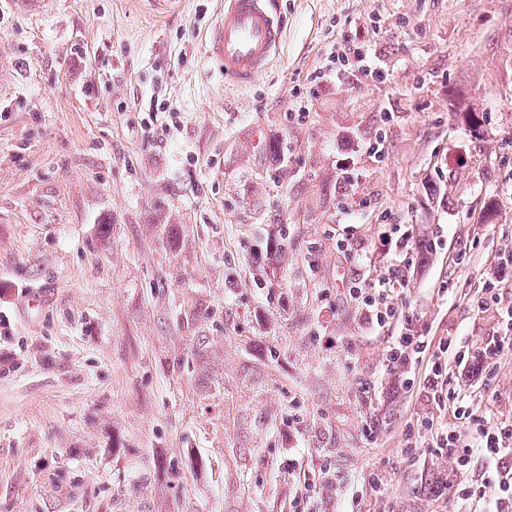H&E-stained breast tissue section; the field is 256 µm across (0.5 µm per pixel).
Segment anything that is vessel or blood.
<instances>
[{
  "label": "vessel or blood",
  "mask_w": 512,
  "mask_h": 512,
  "mask_svg": "<svg viewBox=\"0 0 512 512\" xmlns=\"http://www.w3.org/2000/svg\"><path fill=\"white\" fill-rule=\"evenodd\" d=\"M282 24L271 0H224V10L208 30L206 59L225 82L250 85L275 54Z\"/></svg>",
  "instance_id": "vessel-or-blood-1"
}]
</instances>
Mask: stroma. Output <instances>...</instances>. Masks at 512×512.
I'll return each mask as SVG.
<instances>
[{
    "label": "stroma",
    "instance_id": "1",
    "mask_svg": "<svg viewBox=\"0 0 512 512\" xmlns=\"http://www.w3.org/2000/svg\"><path fill=\"white\" fill-rule=\"evenodd\" d=\"M221 2L0 0V512H292L288 459L328 507L372 467L400 512L457 482L406 461L430 405L382 379L337 242L381 272L400 225L420 330L501 335L474 302L512 256V0H273L247 87L203 53ZM339 45L373 71L314 82ZM345 135L384 153L341 168ZM460 394L512 418V348Z\"/></svg>",
    "mask_w": 512,
    "mask_h": 512
}]
</instances>
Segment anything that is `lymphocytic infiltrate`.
Wrapping results in <instances>:
<instances>
[{
  "instance_id": "obj_1",
  "label": "lymphocytic infiltrate",
  "mask_w": 512,
  "mask_h": 512,
  "mask_svg": "<svg viewBox=\"0 0 512 512\" xmlns=\"http://www.w3.org/2000/svg\"><path fill=\"white\" fill-rule=\"evenodd\" d=\"M349 256L364 269L350 294L365 323L380 333L392 324L400 326L399 334L387 339L382 361L384 376L405 388L421 384L431 405L429 415L420 421L424 439H417L411 430L405 435L406 458L415 461L425 449L448 458L459 472L461 479L455 486L443 483L435 488V502H454L456 512H512V467L504 464L505 459L512 458V422L494 421L464 406L453 379L460 372L476 380L495 374L505 343L512 341V304H503L498 293H491L506 332L490 337L475 352L459 336L436 340L424 336L415 319L399 306L394 284L404 262L402 254H393L380 278L368 272L367 256L354 249ZM474 465L479 474L473 479L468 471Z\"/></svg>"
}]
</instances>
